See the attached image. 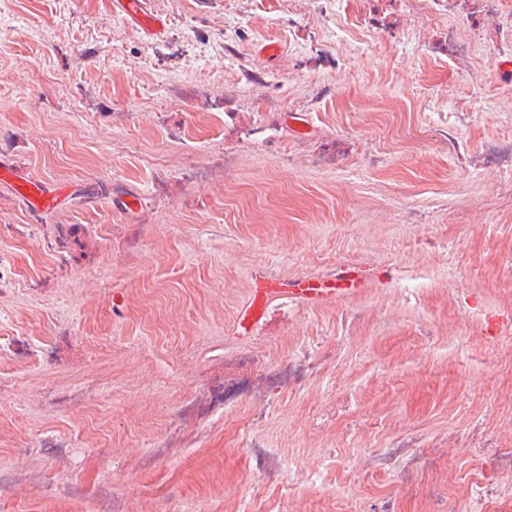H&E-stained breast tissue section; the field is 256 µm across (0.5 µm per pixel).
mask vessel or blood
Segmentation results:
<instances>
[{"label": "vessel or blood", "instance_id": "obj_1", "mask_svg": "<svg viewBox=\"0 0 512 512\" xmlns=\"http://www.w3.org/2000/svg\"><path fill=\"white\" fill-rule=\"evenodd\" d=\"M112 10L140 28L147 38L157 39L165 33V21L149 10L148 0H112ZM0 189L8 190L34 213L55 209L69 194L67 184L22 175L11 162L5 160L0 162ZM364 283L362 270L354 265L341 266L336 272L318 280L298 281L289 289L280 288L271 281L266 287L254 289L251 299L239 312L238 325L243 329L253 327L258 321L259 312L273 298L289 296L317 303L330 295L347 294Z\"/></svg>", "mask_w": 512, "mask_h": 512}]
</instances>
